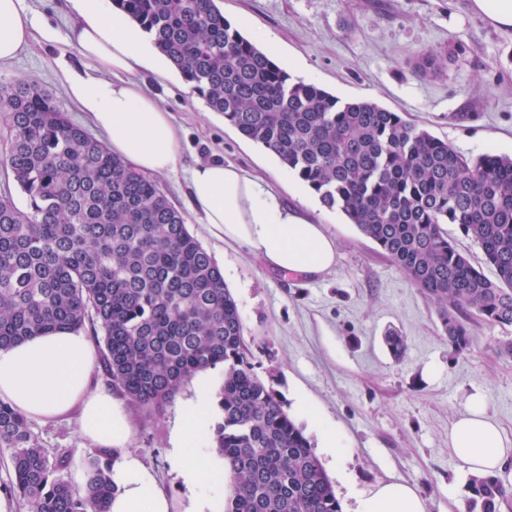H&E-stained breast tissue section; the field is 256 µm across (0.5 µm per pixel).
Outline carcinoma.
Instances as JSON below:
<instances>
[{"mask_svg":"<svg viewBox=\"0 0 512 512\" xmlns=\"http://www.w3.org/2000/svg\"><path fill=\"white\" fill-rule=\"evenodd\" d=\"M213 112L260 144L342 212L438 306L448 342L469 322L512 325V157L458 154L369 100L342 101L295 79L224 17L216 0H112ZM456 50L417 53L423 77ZM3 162L26 196H0V349L55 330L100 324L112 385L151 414L185 380L224 367L212 442L233 486L224 512H342L310 441L254 372L224 275L157 184L69 120L40 84L0 82ZM457 224L482 250L490 279L441 230ZM0 448L24 512H106L116 490L92 460L84 490L59 477L28 418L0 401ZM480 512L507 487L473 486Z\"/></svg>","mask_w":512,"mask_h":512,"instance_id":"cac0c4a2","label":"carcinoma"}]
</instances>
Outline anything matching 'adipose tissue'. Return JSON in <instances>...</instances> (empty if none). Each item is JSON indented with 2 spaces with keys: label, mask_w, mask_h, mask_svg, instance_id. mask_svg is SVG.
I'll return each mask as SVG.
<instances>
[{
  "label": "adipose tissue",
  "mask_w": 512,
  "mask_h": 512,
  "mask_svg": "<svg viewBox=\"0 0 512 512\" xmlns=\"http://www.w3.org/2000/svg\"><path fill=\"white\" fill-rule=\"evenodd\" d=\"M76 15L72 39L79 52L109 72L106 80L68 76V92L106 136L113 156L150 174H166L178 161L180 134L136 75L162 70L163 61L140 30L113 11L110 0H68ZM22 0H0V63L12 60L32 35ZM192 209L223 242L245 246L282 273L318 276L336 263V244L324 225L288 211L272 188L221 161L196 165L189 178ZM94 354L85 336L59 330L0 350V400L43 421L79 409V428L91 444L114 449L117 491L107 512H169L151 472L130 451L132 427L121 401L92 394ZM211 388L199 378L196 398L180 413L175 458L187 485L211 474L214 461L198 439L209 419ZM448 444L469 473L494 475L512 465V438L492 419L482 399L471 398L453 423ZM354 512H424L418 492L401 482L378 484Z\"/></svg>",
  "instance_id": "1"
}]
</instances>
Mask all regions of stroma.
<instances>
[{
	"label": "stroma",
	"instance_id": "35a3bbf8",
	"mask_svg": "<svg viewBox=\"0 0 512 512\" xmlns=\"http://www.w3.org/2000/svg\"><path fill=\"white\" fill-rule=\"evenodd\" d=\"M224 16L292 77L316 83L341 100L367 99L406 113L432 135L471 158L512 155V30L491 26L470 0H217ZM36 18L29 43L0 65V81H35L88 134V113L67 94L65 72L100 80L109 72L83 58L69 38L64 0H24ZM458 47L444 76L425 80L407 66L424 49ZM138 80L171 112L182 131L173 172L156 181L185 217L189 232L224 274L241 314L243 335L258 377L275 391L303 429L342 507L382 482L416 488L424 512H466L471 474L448 448V432L471 396L512 437V357L499 342L512 326H470L471 345L448 344L436 305L377 246L259 144L212 112L174 68L142 71ZM218 159L267 181L284 204L325 225L336 241V265L311 278L268 270L238 244L211 236L188 205L191 169ZM397 332L406 351L393 358L385 338ZM187 379L164 411L148 415L127 402L131 448L154 475L170 512H195L204 497L229 494L220 475L187 486L174 461L180 409L194 399ZM336 431L339 449L318 446L310 417ZM49 452H67L64 481L90 460L111 465V452L92 445L75 417L31 420Z\"/></svg>",
	"mask_w": 512,
	"mask_h": 512
}]
</instances>
